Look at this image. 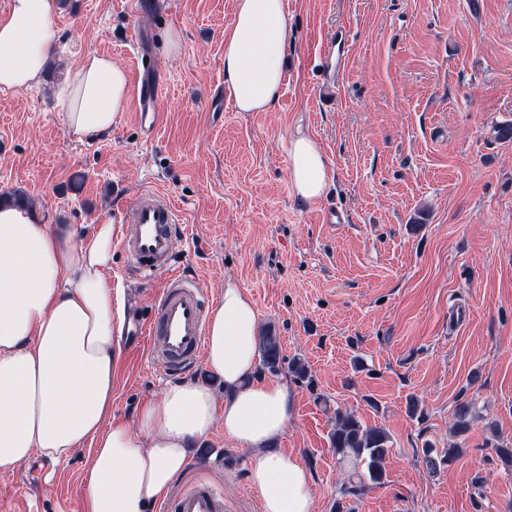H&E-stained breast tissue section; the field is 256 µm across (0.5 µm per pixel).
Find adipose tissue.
I'll list each match as a JSON object with an SVG mask.
<instances>
[{"label": "adipose tissue", "instance_id": "adipose-tissue-1", "mask_svg": "<svg viewBox=\"0 0 512 512\" xmlns=\"http://www.w3.org/2000/svg\"><path fill=\"white\" fill-rule=\"evenodd\" d=\"M59 0H10L0 15V93L39 84L55 54ZM289 21L285 0H236L224 41V83L237 111L265 112L283 87ZM126 69L86 53L58 91L78 141L107 134L129 96ZM293 194H324L329 163L309 136L288 146ZM111 221L90 237L66 235L33 210L0 207V472L34 454L60 460L93 447L87 512H149L184 471L194 442L216 424L251 452L248 480L261 512H315L311 473L296 456L271 452L292 414L286 385L258 378L259 316L233 282L206 320L205 364L223 396L198 380L167 383L135 425L112 419V373L126 324L115 302Z\"/></svg>", "mask_w": 512, "mask_h": 512}]
</instances>
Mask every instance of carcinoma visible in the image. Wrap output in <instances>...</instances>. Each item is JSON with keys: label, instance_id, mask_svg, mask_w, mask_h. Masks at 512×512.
I'll list each match as a JSON object with an SVG mask.
<instances>
[{"label": "carcinoma", "instance_id": "carcinoma-1", "mask_svg": "<svg viewBox=\"0 0 512 512\" xmlns=\"http://www.w3.org/2000/svg\"><path fill=\"white\" fill-rule=\"evenodd\" d=\"M260 370L269 374H277L283 368L279 336L272 329L265 330L259 336ZM473 403L462 401L457 404L454 412L455 433L463 434L468 431L472 418ZM331 446L338 459L344 463H353V468L346 471L340 494L336 501V512H343V498L357 496L366 485H381L384 483L385 470L383 461L391 448L388 432L378 426L370 427L350 413H336V422L330 437ZM434 449L423 448L422 462L426 469L433 471L437 468L438 460L448 462L454 460L459 452L457 448H448L442 458L433 456Z\"/></svg>", "mask_w": 512, "mask_h": 512}]
</instances>
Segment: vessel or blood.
I'll return each mask as SVG.
<instances>
[{
  "label": "vessel or blood",
  "instance_id": "1",
  "mask_svg": "<svg viewBox=\"0 0 512 512\" xmlns=\"http://www.w3.org/2000/svg\"><path fill=\"white\" fill-rule=\"evenodd\" d=\"M335 36H327L319 55L321 100L336 92L337 75L331 51ZM162 91L157 87L139 90L135 103L145 138L154 137L162 119ZM122 223L118 245L130 267L143 279L164 275L155 300L154 318L136 324L134 333L145 343L152 364L166 375L196 367L204 348L206 317L203 294L175 267L174 244L183 231L179 209L168 196L156 190L141 192L131 210L118 218ZM174 512H224V497L213 486L199 484L177 494Z\"/></svg>",
  "mask_w": 512,
  "mask_h": 512
}]
</instances>
